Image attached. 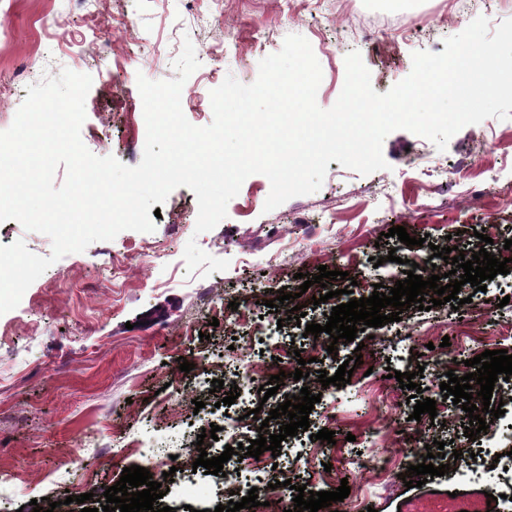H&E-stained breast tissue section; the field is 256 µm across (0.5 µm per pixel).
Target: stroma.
Masks as SVG:
<instances>
[{
    "label": "stroma",
    "mask_w": 512,
    "mask_h": 512,
    "mask_svg": "<svg viewBox=\"0 0 512 512\" xmlns=\"http://www.w3.org/2000/svg\"><path fill=\"white\" fill-rule=\"evenodd\" d=\"M495 0H476L463 19H455L451 0H308L292 15L288 0H14L0 12V131L7 130L29 85L62 69L89 74L86 119L81 139L94 155L114 156L138 165L146 136L139 113L138 76L171 80L173 62L184 39H191L199 68L185 86L194 93L184 105L197 127L212 123L210 93L225 76L244 84L258 75V56L251 50L261 34L266 54L281 50L287 35L299 34L311 44L322 69L316 100L331 108L345 82V58L359 52L373 89L386 93L412 71L417 51H444L446 38L461 33L477 17L495 21ZM132 17L133 28L120 27ZM384 169L368 175L328 165L321 188L286 201L272 211L264 203L268 178L249 176L227 206L226 218L214 229L195 231L198 204L186 187L173 190L160 207L150 233L125 230L113 240L92 243L80 253L55 261L24 293L19 305L0 315V512H33L32 500L47 499L54 512H80L66 505L67 495L89 494L97 507L105 489L119 481L123 468L149 469L154 481L186 461L193 444L210 424L238 418L242 408L271 410L283 395L263 397L260 388L275 373L281 355L307 350L309 323L326 324L340 298L316 305L299 291V274L319 266L349 274L358 294L371 296L402 279L400 262L423 263L432 246L467 250L475 225L489 224L486 250L498 253L512 239V119L490 117L459 130L446 150L406 130L390 133L382 146ZM424 153V169L412 168L415 153ZM405 227L410 236L428 237L426 246H406L389 236ZM213 257L229 260L226 271L209 276L188 274L183 259L189 239ZM396 261H388L389 253ZM383 257L380 266L372 260ZM207 292H200V285ZM300 293L285 308L303 303L301 321H280L269 308L279 289ZM261 303H253L252 295ZM459 309L441 305L428 311L404 309L398 322L358 333L356 342H338L336 354L321 353L328 374L354 353L376 362L365 376L354 369L350 384L337 389L312 382L321 397L309 415L310 427L281 443L280 455L264 452L268 482L287 478L269 506L252 512H283L306 485L318 490L328 463L370 448L400 447L392 421L408 432L443 442L445 453L460 457L431 487H470L474 456L492 469V479L511 477L493 467L496 444L507 437V422L495 419L476 440L464 435L467 412L448 405L436 417L412 420L410 390L400 388L387 370L422 371L427 397L443 401L427 344L447 343L449 355L469 360L485 351L467 335L469 323L484 317L495 336L512 327V275L488 281L483 292L464 285ZM242 304L241 313L231 303ZM419 328L405 338L406 324ZM193 363L179 373L181 360ZM255 366L256 387L225 405V390L211 382L224 379L226 364ZM202 401L195 409L194 401ZM336 417L334 443L317 434L327 417ZM108 449L112 463L99 465L96 453ZM372 469L347 474L351 490L361 492L358 512L377 507L396 512L409 491L399 475ZM174 473L156 508L172 512H214L224 503L222 476Z\"/></svg>",
    "instance_id": "1"
}]
</instances>
